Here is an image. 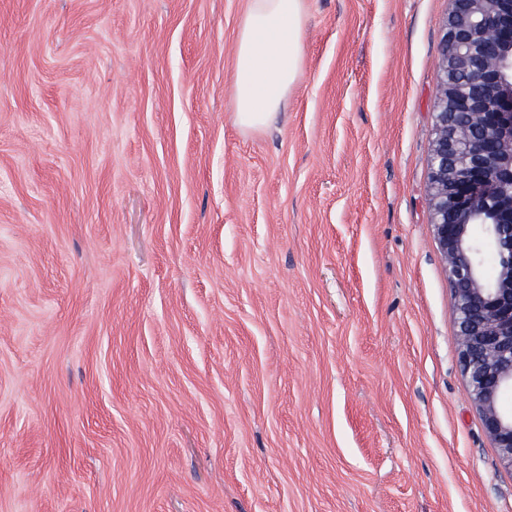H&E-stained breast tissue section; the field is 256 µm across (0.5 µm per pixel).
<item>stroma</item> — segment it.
<instances>
[{
    "label": "stroma",
    "mask_w": 512,
    "mask_h": 512,
    "mask_svg": "<svg viewBox=\"0 0 512 512\" xmlns=\"http://www.w3.org/2000/svg\"><path fill=\"white\" fill-rule=\"evenodd\" d=\"M0 0V512H512L429 172L450 0ZM306 0H248L234 43L235 122L262 131L276 118L301 72Z\"/></svg>",
    "instance_id": "1"
}]
</instances>
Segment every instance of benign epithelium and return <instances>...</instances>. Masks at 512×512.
<instances>
[{
	"instance_id": "7a95c632",
	"label": "benign epithelium",
	"mask_w": 512,
	"mask_h": 512,
	"mask_svg": "<svg viewBox=\"0 0 512 512\" xmlns=\"http://www.w3.org/2000/svg\"><path fill=\"white\" fill-rule=\"evenodd\" d=\"M430 162L471 401L512 468V0H450Z\"/></svg>"
}]
</instances>
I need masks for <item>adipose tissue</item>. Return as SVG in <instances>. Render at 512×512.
Listing matches in <instances>:
<instances>
[{"mask_svg":"<svg viewBox=\"0 0 512 512\" xmlns=\"http://www.w3.org/2000/svg\"><path fill=\"white\" fill-rule=\"evenodd\" d=\"M306 0H247L234 43L235 122L261 131L288 100L302 67Z\"/></svg>","mask_w":512,"mask_h":512,"instance_id":"1","label":"adipose tissue"}]
</instances>
